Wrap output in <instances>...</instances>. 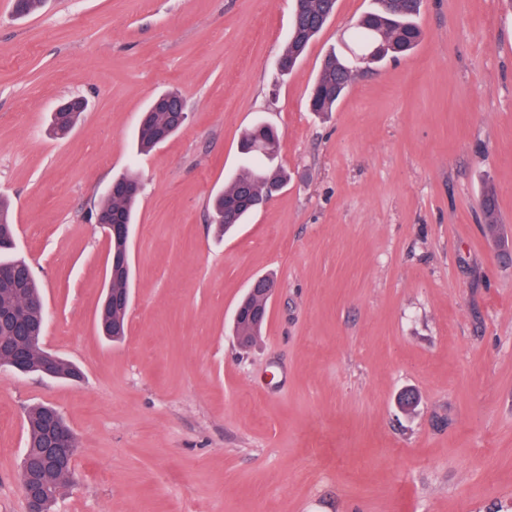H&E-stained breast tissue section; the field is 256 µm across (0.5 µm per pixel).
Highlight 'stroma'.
Returning a JSON list of instances; mask_svg holds the SVG:
<instances>
[{
  "mask_svg": "<svg viewBox=\"0 0 512 512\" xmlns=\"http://www.w3.org/2000/svg\"><path fill=\"white\" fill-rule=\"evenodd\" d=\"M12 3L0 196L41 288L43 345L83 378L0 367V512H27L37 404L79 445L53 512H512V261L480 219L490 184L512 246V0H424L416 49L358 73L326 117L309 91L372 0H338L286 77L295 0H47L24 18ZM168 90L189 120L138 153L140 114ZM74 96L88 111L51 138ZM260 121L288 183L218 239L209 199ZM132 168L133 294L112 343L90 212ZM264 276L277 292L244 351L233 311ZM77 105L84 107L85 100L81 97H72L60 104L56 112L53 113L51 131L56 138L63 139L67 137L79 122L86 107L83 111L64 112ZM49 417H53L60 423H62V421L65 422L59 413L53 407L48 405H39L33 407L27 413L26 448H28V453L26 455V459L28 466L25 474L23 467H21L22 478L24 475L28 477V474L35 468L34 452L37 448H41L43 444L45 438V421Z\"/></svg>",
  "mask_w": 512,
  "mask_h": 512,
  "instance_id": "1",
  "label": "stroma"
}]
</instances>
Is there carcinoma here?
Here are the masks:
<instances>
[{"label": "carcinoma", "mask_w": 512, "mask_h": 512, "mask_svg": "<svg viewBox=\"0 0 512 512\" xmlns=\"http://www.w3.org/2000/svg\"><path fill=\"white\" fill-rule=\"evenodd\" d=\"M337 0H302V14L291 23L289 40L279 55L280 73L290 74L304 56L309 44L322 31L336 10ZM422 0H392L385 10L377 8L366 12L358 20L352 35L350 53L339 56L329 53L323 60L320 73L313 84L316 94L309 97L312 112L323 113L335 110L336 105L350 86L356 72L368 69L388 58L396 59L416 48L421 38L417 23ZM82 112H55L51 119V131L59 139L67 137L81 118ZM148 128L137 127L136 139L140 151L147 152L180 130L175 113L153 105L146 111ZM280 134L273 126L260 124L244 133L241 153L252 158L272 156L279 145ZM287 174L282 170L261 166L244 168L223 191L212 200L213 223L218 235L224 236L234 230L256 212L252 200L274 187L282 189ZM139 194L116 193L105 195L95 209L104 211L114 224L132 227L135 224ZM481 209L484 226L492 233L499 231L498 199L493 189L482 194ZM15 221L10 205L0 199V265L16 269L10 280L0 281V348L28 349L29 361L25 370L39 372L37 350L44 334V314L39 309L27 306V299L40 296L38 284L28 271V264L12 256L14 249ZM131 269L112 272L107 287L112 293L130 294ZM261 303L254 294L245 295L239 302L244 313L234 319L235 336L242 339L240 346H252L262 335L266 321L249 317V310ZM128 307H97L96 324L100 335L116 341L126 334ZM52 417L63 421L51 406L39 405L27 413L28 453L27 471L35 468L34 452L45 438V421ZM41 512H49L66 475L52 469L41 471Z\"/></svg>", "instance_id": "1"}]
</instances>
